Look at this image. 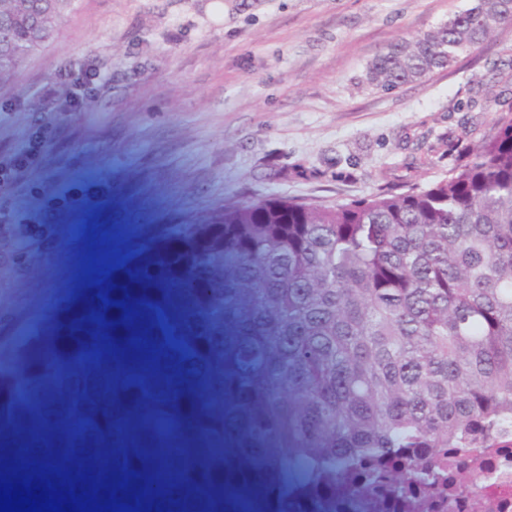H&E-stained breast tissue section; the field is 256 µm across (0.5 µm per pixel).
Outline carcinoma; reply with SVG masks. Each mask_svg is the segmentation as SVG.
I'll list each match as a JSON object with an SVG mask.
<instances>
[{"instance_id":"obj_1","label":"carcinoma","mask_w":512,"mask_h":512,"mask_svg":"<svg viewBox=\"0 0 512 512\" xmlns=\"http://www.w3.org/2000/svg\"><path fill=\"white\" fill-rule=\"evenodd\" d=\"M72 0H0V80L35 52ZM512 0H470L377 54L388 91L480 50ZM224 280L241 318L285 356L284 397L314 466L336 484L383 473L403 496L436 489L448 451L512 446V110L459 167L425 186L349 203L270 196L224 203ZM208 235L112 262L54 310L49 350L23 387L0 385V471L97 512H226L232 483L287 512L273 460L228 468L224 414L204 404L219 329L194 257ZM182 280L191 301L176 294ZM189 448L168 469L157 450ZM116 503H111V500Z\"/></svg>"}]
</instances>
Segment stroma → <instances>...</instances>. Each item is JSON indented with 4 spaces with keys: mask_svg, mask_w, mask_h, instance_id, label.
Listing matches in <instances>:
<instances>
[{
    "mask_svg": "<svg viewBox=\"0 0 512 512\" xmlns=\"http://www.w3.org/2000/svg\"><path fill=\"white\" fill-rule=\"evenodd\" d=\"M468 0H74L55 38L0 84V164L29 133L56 130L60 148L33 166L17 202L24 223L63 224L89 212L111 233L135 229L132 255L224 210L225 198L276 194L308 202L406 191L446 174L497 111L512 107V25L444 70L381 92L366 84L375 55L427 31ZM99 78L86 107L61 112L78 74ZM244 361L207 406L239 423L264 455L290 458L300 442L281 387V354L224 320Z\"/></svg>",
    "mask_w": 512,
    "mask_h": 512,
    "instance_id": "stroma-1",
    "label": "stroma"
}]
</instances>
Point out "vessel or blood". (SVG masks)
<instances>
[{"label":"vessel or blood","instance_id":"1","mask_svg":"<svg viewBox=\"0 0 512 512\" xmlns=\"http://www.w3.org/2000/svg\"><path fill=\"white\" fill-rule=\"evenodd\" d=\"M29 171L26 163L0 168V182L25 190ZM36 250L31 228L17 216L0 212V329L9 325L10 306L24 296L21 281Z\"/></svg>","mask_w":512,"mask_h":512}]
</instances>
